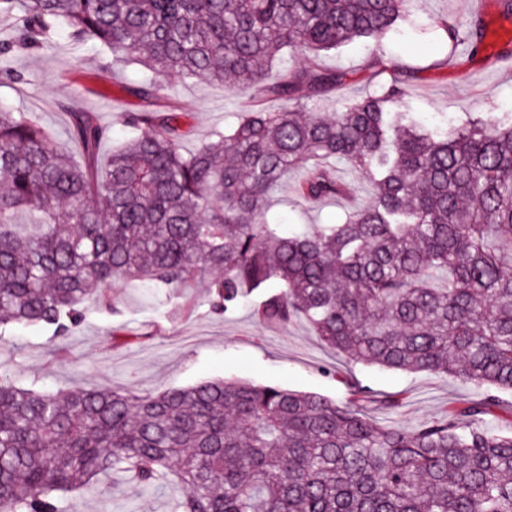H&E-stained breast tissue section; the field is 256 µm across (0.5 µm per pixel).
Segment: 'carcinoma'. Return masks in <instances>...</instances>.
Listing matches in <instances>:
<instances>
[{"instance_id":"obj_1","label":"carcinoma","mask_w":512,"mask_h":512,"mask_svg":"<svg viewBox=\"0 0 512 512\" xmlns=\"http://www.w3.org/2000/svg\"><path fill=\"white\" fill-rule=\"evenodd\" d=\"M408 0H0L7 65L63 36L108 49L144 76L124 90L146 109L101 163L112 129L66 113V145L39 118L0 104V333L66 336L114 310L112 285L183 291L207 273L214 309L253 300L255 317L306 319L353 363L442 373L487 388L415 429L382 426L355 402L236 379L138 396L45 393L0 375V512H65L66 495L109 474L156 490L176 481L180 512H512V434L485 426L512 392V122L492 112L438 135L393 112L400 81L339 112H319L349 73L317 56L376 43ZM478 51L480 21L441 24ZM308 57L272 71L274 51ZM229 83L249 112L181 151L179 112L155 77ZM271 99L276 112L257 107ZM373 202L340 224L291 230L270 216L290 170L309 200ZM445 270L435 288L431 273Z\"/></svg>"}]
</instances>
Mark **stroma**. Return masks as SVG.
I'll use <instances>...</instances> for the list:
<instances>
[{"mask_svg":"<svg viewBox=\"0 0 512 512\" xmlns=\"http://www.w3.org/2000/svg\"><path fill=\"white\" fill-rule=\"evenodd\" d=\"M469 0H409L412 26L375 49L366 40L321 53L322 68L349 72L340 92L324 99L321 111L336 112L345 104L381 92L398 75L405 96L402 109L437 125L480 112L512 118V69L494 64L483 54H470L466 45L449 52V41L438 27L440 19L471 21ZM380 62H373V55ZM12 67L24 81L0 83V102L15 110L34 112L62 132L64 107L95 112L111 126L113 142L102 145L108 158L114 141L122 140L118 114L136 109L137 100L121 88L141 75L138 66L116 70L110 52L94 44L74 45L61 39L33 52L13 56ZM163 96L185 115L190 152L207 142L214 130H231L242 116L240 98L227 86L158 77ZM355 192L331 200L298 198L294 187L299 171H291L274 195L273 211L285 224H337L348 211L368 205L372 187L360 175L341 171ZM194 311L179 298L152 294L134 283L112 290L115 312L87 317L67 337L40 327H18L0 335V372L18 385L46 392L77 388H116L133 394L156 393L214 379H240L317 393L341 404L356 400L359 388L372 394L365 411L376 423L417 427L441 412L484 397L485 388L438 373L388 370L352 364L323 344L305 319L279 327L259 322L251 306L230 312L212 310L208 290L196 285ZM399 398L392 409L388 400ZM180 495L169 485L146 491L131 479L103 480L67 497L68 512H174Z\"/></svg>","mask_w":512,"mask_h":512,"instance_id":"1","label":"stroma"}]
</instances>
